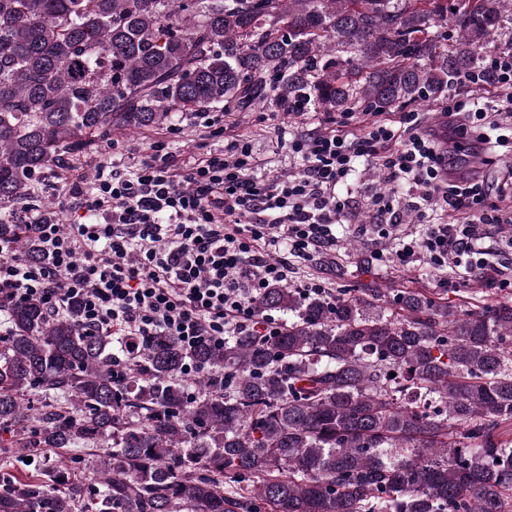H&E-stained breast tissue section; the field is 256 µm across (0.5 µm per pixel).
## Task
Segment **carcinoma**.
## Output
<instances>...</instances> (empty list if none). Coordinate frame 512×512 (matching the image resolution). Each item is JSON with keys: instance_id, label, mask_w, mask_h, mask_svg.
Returning a JSON list of instances; mask_svg holds the SVG:
<instances>
[{"instance_id": "carcinoma-1", "label": "carcinoma", "mask_w": 512, "mask_h": 512, "mask_svg": "<svg viewBox=\"0 0 512 512\" xmlns=\"http://www.w3.org/2000/svg\"><path fill=\"white\" fill-rule=\"evenodd\" d=\"M490 49L512 51V0H0V240L36 255L18 205L115 130L419 105ZM377 297L269 288L279 335L155 336L123 379L78 307L6 308L0 512H512V304Z\"/></svg>"}]
</instances>
